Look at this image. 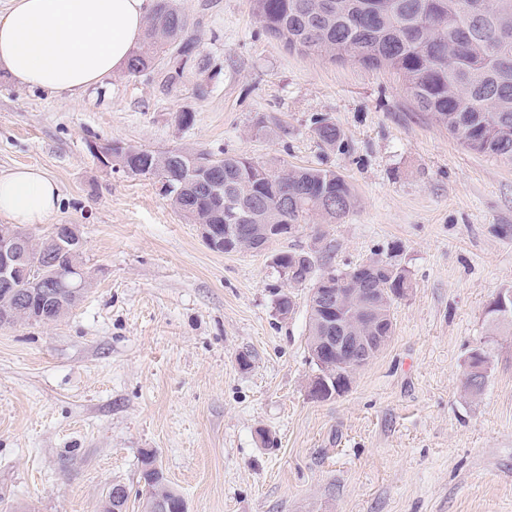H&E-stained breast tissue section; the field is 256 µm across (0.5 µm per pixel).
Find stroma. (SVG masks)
I'll use <instances>...</instances> for the list:
<instances>
[{
	"label": "stroma",
	"mask_w": 512,
	"mask_h": 512,
	"mask_svg": "<svg viewBox=\"0 0 512 512\" xmlns=\"http://www.w3.org/2000/svg\"><path fill=\"white\" fill-rule=\"evenodd\" d=\"M176 4L209 62L177 89L124 72L71 97L0 75V172L58 182L53 222L80 225L91 274L62 320L0 327V512H99L115 484L141 512L147 451L188 512H512V335L486 314L512 293V162L464 149L393 71L288 50L250 0ZM325 116L340 147L314 134ZM92 142L332 169L357 204L225 254ZM323 242L336 268L389 257L411 287L388 345L318 401L310 288L273 256ZM479 347L475 394L462 380Z\"/></svg>",
	"instance_id": "obj_1"
}]
</instances>
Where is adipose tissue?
I'll return each instance as SVG.
<instances>
[{"mask_svg":"<svg viewBox=\"0 0 512 512\" xmlns=\"http://www.w3.org/2000/svg\"><path fill=\"white\" fill-rule=\"evenodd\" d=\"M149 10L150 0H10L0 14V74L79 95L125 69ZM59 207V187L41 168L0 173V215L12 223H46Z\"/></svg>","mask_w":512,"mask_h":512,"instance_id":"1","label":"adipose tissue"}]
</instances>
